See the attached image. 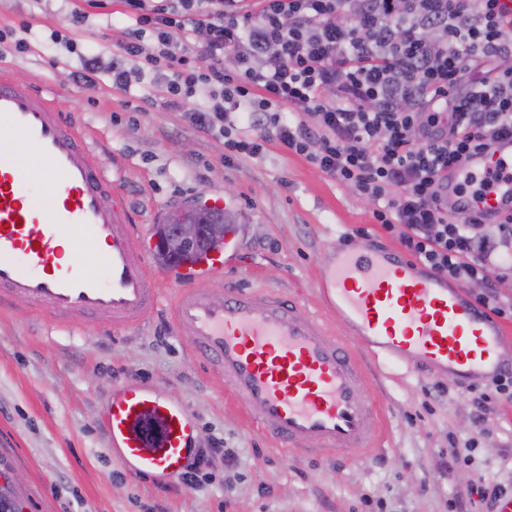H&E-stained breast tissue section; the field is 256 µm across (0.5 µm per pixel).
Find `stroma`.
Here are the masks:
<instances>
[{
	"label": "stroma",
	"mask_w": 512,
	"mask_h": 512,
	"mask_svg": "<svg viewBox=\"0 0 512 512\" xmlns=\"http://www.w3.org/2000/svg\"><path fill=\"white\" fill-rule=\"evenodd\" d=\"M69 9L68 0H0V29H24L34 46L19 54L0 43V65L19 83L55 90L142 225L140 247L175 207L222 200L244 238L242 257L224 261L229 283L298 298L343 335L315 282L336 248H398L370 204L274 142L262 157L225 163L223 137L164 108L151 80L122 92L105 74L96 92L82 91L69 79L80 55L111 49L130 21L121 0L91 9L72 53L63 42ZM174 291L162 282L155 314L127 330L94 319L63 326L23 303L0 310V459L27 477L26 512H449L461 489L512 480V397H496L479 424L468 388L395 365L374 373L370 393L389 434L371 453L276 447L228 398L218 371L191 362L169 320ZM125 382L154 388L192 416L196 447L216 451L208 479L156 485L121 465L102 419ZM436 384L442 396L427 397ZM452 437L479 438L470 462L453 460Z\"/></svg>",
	"instance_id": "obj_1"
}]
</instances>
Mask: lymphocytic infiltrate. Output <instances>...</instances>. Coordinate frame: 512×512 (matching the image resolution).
Here are the masks:
<instances>
[{"label": "lymphocytic infiltrate", "mask_w": 512, "mask_h": 512, "mask_svg": "<svg viewBox=\"0 0 512 512\" xmlns=\"http://www.w3.org/2000/svg\"><path fill=\"white\" fill-rule=\"evenodd\" d=\"M133 25L111 82L160 75L163 105L224 139L225 159L268 142L353 187L377 224L443 278L480 281L502 314L512 210L448 212V177L512 136V11L499 0H123ZM200 33L188 47L175 32ZM206 102L190 107L196 96ZM496 269L497 281L486 278Z\"/></svg>", "instance_id": "f902f5d3"}]
</instances>
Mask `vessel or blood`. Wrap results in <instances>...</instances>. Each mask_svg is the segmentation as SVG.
I'll return each mask as SVG.
<instances>
[{
    "label": "vessel or blood",
    "mask_w": 512,
    "mask_h": 512,
    "mask_svg": "<svg viewBox=\"0 0 512 512\" xmlns=\"http://www.w3.org/2000/svg\"><path fill=\"white\" fill-rule=\"evenodd\" d=\"M468 167L494 181L481 200L449 196V212H503L512 199V138L473 154ZM139 235L105 164L51 91L1 72L0 307L24 303L59 323L92 316L127 328L154 312L158 281L168 279L177 286L173 326L194 359L219 370L246 414L286 450L360 454L384 433L348 337L382 362L462 385L491 383L512 368L501 325L394 252L339 248L324 264L317 288L345 328L335 337L271 289L228 288L216 300L196 288L197 272L223 271V250L161 271ZM103 423L119 462L158 484L179 478L195 454L192 417L152 388L116 387Z\"/></svg>",
    "instance_id": "b4317fda"
}]
</instances>
